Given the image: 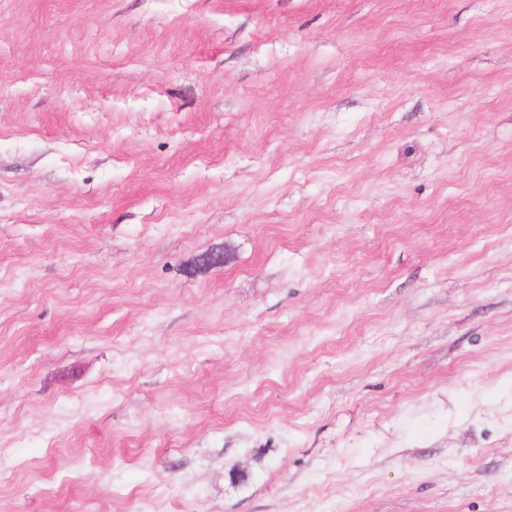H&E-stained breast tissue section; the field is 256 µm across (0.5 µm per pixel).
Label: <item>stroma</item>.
<instances>
[{"instance_id":"obj_1","label":"stroma","mask_w":512,"mask_h":512,"mask_svg":"<svg viewBox=\"0 0 512 512\" xmlns=\"http://www.w3.org/2000/svg\"><path fill=\"white\" fill-rule=\"evenodd\" d=\"M0 512H512V0H0Z\"/></svg>"}]
</instances>
